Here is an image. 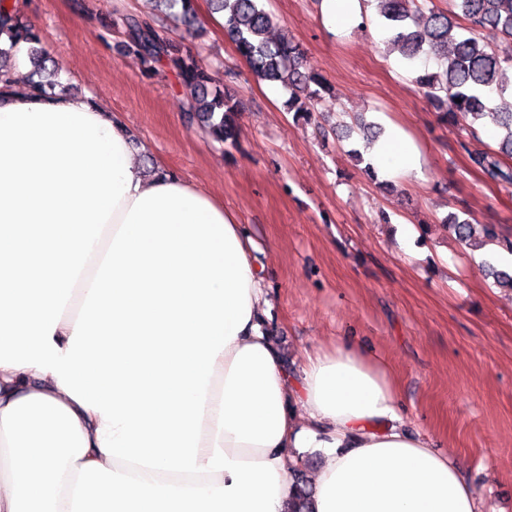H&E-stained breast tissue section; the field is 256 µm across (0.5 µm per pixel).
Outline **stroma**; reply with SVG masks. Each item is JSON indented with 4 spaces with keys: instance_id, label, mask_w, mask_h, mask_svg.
<instances>
[{
    "instance_id": "1",
    "label": "stroma",
    "mask_w": 512,
    "mask_h": 512,
    "mask_svg": "<svg viewBox=\"0 0 512 512\" xmlns=\"http://www.w3.org/2000/svg\"><path fill=\"white\" fill-rule=\"evenodd\" d=\"M62 85L104 101L144 145L145 160L186 177L245 224L271 303L265 329L289 368L350 339L380 365L409 429L463 466L484 512H512V293L495 288L474 251L441 226L452 213L512 237V186L468 160L467 123L441 125L403 58L384 42L372 0L363 28L331 34L319 0H264L309 70L336 87L319 125L365 113L402 130L422 156L420 176L386 189L348 157L349 143L294 123L286 90L256 81L221 24L203 37L171 35L244 103L239 147L225 153L189 124L174 71L145 69L118 51L113 22L147 0H19ZM405 224L429 228L406 242Z\"/></svg>"
}]
</instances>
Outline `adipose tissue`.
<instances>
[{"instance_id":"obj_1","label":"adipose tissue","mask_w":512,"mask_h":512,"mask_svg":"<svg viewBox=\"0 0 512 512\" xmlns=\"http://www.w3.org/2000/svg\"><path fill=\"white\" fill-rule=\"evenodd\" d=\"M136 154L103 102L0 95V512H283L303 448L313 512H482L357 344L288 371L245 226Z\"/></svg>"}]
</instances>
